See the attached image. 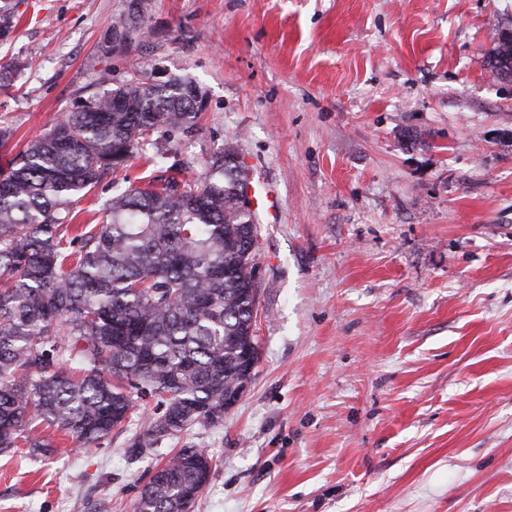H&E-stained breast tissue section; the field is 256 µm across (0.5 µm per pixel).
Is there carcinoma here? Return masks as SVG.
I'll list each match as a JSON object with an SVG mask.
<instances>
[{"label": "carcinoma", "mask_w": 512, "mask_h": 512, "mask_svg": "<svg viewBox=\"0 0 512 512\" xmlns=\"http://www.w3.org/2000/svg\"><path fill=\"white\" fill-rule=\"evenodd\" d=\"M132 4L114 25L124 42L143 29L145 5ZM19 21L18 0H0V39ZM486 63L512 78V30L493 39ZM198 99L189 82L134 76L88 96L0 172V454L31 426L90 448L135 421L127 453L139 456L219 424L224 404L238 401L244 358L260 355L246 168L228 146L193 188L152 140L159 128L170 141L192 134ZM148 152L157 176L68 235L76 202ZM211 472L205 449L183 445L134 512H193Z\"/></svg>", "instance_id": "cac0c4a2"}]
</instances>
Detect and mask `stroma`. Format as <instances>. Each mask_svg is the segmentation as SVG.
<instances>
[{
	"mask_svg": "<svg viewBox=\"0 0 512 512\" xmlns=\"http://www.w3.org/2000/svg\"><path fill=\"white\" fill-rule=\"evenodd\" d=\"M22 0L0 64V168L85 96L188 79L200 128L169 144L195 183L231 146L258 216L260 360L188 442L213 458L194 512H512V82L484 62L512 0ZM136 156L78 203L148 183ZM132 428L53 457L0 455V512H134L157 455ZM142 0H132L130 4H134L135 8L130 9L128 14L120 15L118 21L114 25L115 39L120 38L121 41H131L134 33L143 29V16L145 14V5Z\"/></svg>",
	"mask_w": 512,
	"mask_h": 512,
	"instance_id": "35a3bbf8",
	"label": "stroma"
}]
</instances>
